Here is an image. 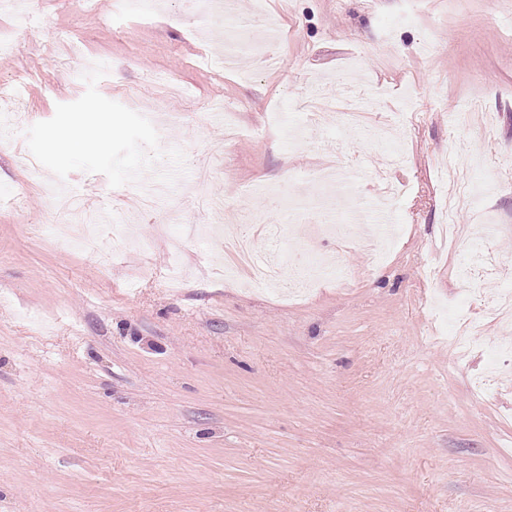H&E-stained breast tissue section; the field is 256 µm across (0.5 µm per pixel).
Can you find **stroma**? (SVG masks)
<instances>
[{"label":"stroma","mask_w":512,"mask_h":512,"mask_svg":"<svg viewBox=\"0 0 512 512\" xmlns=\"http://www.w3.org/2000/svg\"><path fill=\"white\" fill-rule=\"evenodd\" d=\"M157 2L115 22L84 0H32L20 27L0 0V83L16 88L0 98V189L17 193L0 207V512H512V392L482 352L453 357L442 311L461 287L512 288V0H229L223 15ZM71 48L107 65L101 95L183 150L153 209L138 200L149 173L118 188L29 178L25 129L86 90L50 63ZM347 82L374 124L304 123L319 88ZM216 100L247 130L270 112L286 125L225 142ZM201 161L223 210L190 189ZM367 163L405 188L381 262L309 215L300 239L341 254L343 278L290 302L215 273L234 257L205 226L253 232L266 254L269 197ZM448 172L479 192L458 214L463 250L497 258L462 279L461 252H434ZM56 191L131 239L104 263L58 251ZM189 227L175 292L172 239ZM484 379L495 393L479 399Z\"/></svg>","instance_id":"35a3bbf8"}]
</instances>
